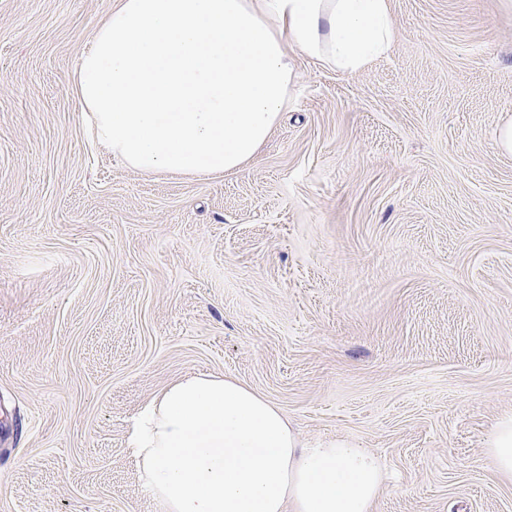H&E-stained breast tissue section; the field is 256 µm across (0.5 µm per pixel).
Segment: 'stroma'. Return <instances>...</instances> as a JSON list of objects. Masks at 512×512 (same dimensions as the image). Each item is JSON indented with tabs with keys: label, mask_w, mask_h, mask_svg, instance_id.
I'll use <instances>...</instances> for the list:
<instances>
[{
	"label": "stroma",
	"mask_w": 512,
	"mask_h": 512,
	"mask_svg": "<svg viewBox=\"0 0 512 512\" xmlns=\"http://www.w3.org/2000/svg\"><path fill=\"white\" fill-rule=\"evenodd\" d=\"M115 0H0V512H164L138 408L240 380L376 453L374 512H512V0H391L357 74L297 57L241 171L145 175L70 91ZM485 453L492 468L512 481V417H503L485 438Z\"/></svg>",
	"instance_id": "obj_1"
}]
</instances>
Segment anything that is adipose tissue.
<instances>
[{
  "instance_id": "1",
  "label": "adipose tissue",
  "mask_w": 512,
  "mask_h": 512,
  "mask_svg": "<svg viewBox=\"0 0 512 512\" xmlns=\"http://www.w3.org/2000/svg\"><path fill=\"white\" fill-rule=\"evenodd\" d=\"M390 0H118L72 91L88 133L131 169L192 177L242 169L288 107L298 49L346 74L386 56ZM166 512H372L380 458L354 439L302 441L285 412L219 375L165 387L128 438ZM512 481V417L485 438Z\"/></svg>"
}]
</instances>
